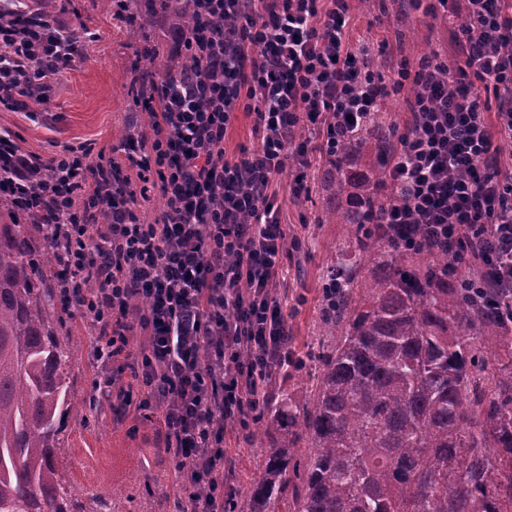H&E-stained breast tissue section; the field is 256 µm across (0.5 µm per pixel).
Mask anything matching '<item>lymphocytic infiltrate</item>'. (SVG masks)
I'll return each mask as SVG.
<instances>
[{
	"label": "lymphocytic infiltrate",
	"instance_id": "1",
	"mask_svg": "<svg viewBox=\"0 0 512 512\" xmlns=\"http://www.w3.org/2000/svg\"><path fill=\"white\" fill-rule=\"evenodd\" d=\"M179 2L194 19L179 41L193 65L141 91L149 133L95 161L85 144L44 160L1 133L0 192L54 250L66 311L90 319L113 415L159 416L187 494L177 512H234L224 438L257 421L293 361L277 177L292 167L293 198L308 196L312 141L333 147L387 92L350 41L349 0ZM438 3L466 21L465 40L454 62L435 51L394 72L414 121L395 137L383 222L404 240L423 224L479 247L483 275L512 289V175L492 140L512 138V0ZM85 39L26 0H0V107L48 99ZM486 92L499 101L492 120ZM241 109L257 144L229 158ZM155 190L165 208L148 224L139 203ZM124 372L131 383L117 385Z\"/></svg>",
	"mask_w": 512,
	"mask_h": 512
}]
</instances>
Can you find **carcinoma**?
Returning a JSON list of instances; mask_svg holds the SVG:
<instances>
[{
  "label": "carcinoma",
  "mask_w": 512,
  "mask_h": 512,
  "mask_svg": "<svg viewBox=\"0 0 512 512\" xmlns=\"http://www.w3.org/2000/svg\"><path fill=\"white\" fill-rule=\"evenodd\" d=\"M160 13L190 30L177 3L128 0L141 29ZM394 133L380 113L327 156L325 181L341 199L349 161L371 153L355 206L336 214L346 238L330 267L331 343L303 400L270 398L254 433L262 474L243 512H512V296L481 287L427 229L404 245L374 223ZM51 258L24 225L0 224V512H121L100 495L87 509L62 483L63 420L80 406Z\"/></svg>",
  "instance_id": "carcinoma-1"
}]
</instances>
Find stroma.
I'll return each mask as SVG.
<instances>
[{
    "instance_id": "stroma-1",
    "label": "stroma",
    "mask_w": 512,
    "mask_h": 512,
    "mask_svg": "<svg viewBox=\"0 0 512 512\" xmlns=\"http://www.w3.org/2000/svg\"><path fill=\"white\" fill-rule=\"evenodd\" d=\"M352 14V41L366 48L368 62L384 79H391L399 62L417 63L425 52L457 56L460 33L446 17L404 12L401 0H370L369 8H353ZM57 18L90 31L84 61L59 77L49 100L29 102L16 111L0 109V130L14 133L25 153L44 159L84 143L94 152L111 153L122 139L150 128L149 112L135 105L131 94L135 78L146 68L138 53L143 40L161 46L164 64L179 67L184 59L176 53L175 35L161 18L145 32L128 26L113 16L109 0H71ZM292 180L289 167L278 177L282 221L289 234L302 240L301 248H289L285 259L290 346L301 363L276 382L291 391L314 366L323 334L322 284L345 236L333 213V197L317 187L309 197L294 200ZM53 311L62 322L63 344L76 352L67 370L71 397L87 407L85 416L69 419L62 434L64 484L77 499L97 494L120 501L131 495L135 512H172L184 491L168 455L156 443L158 418L133 410L120 419L113 416L111 398L94 387L101 365L94 355L90 319L67 314L58 303ZM225 446L236 454V485L246 492L261 475L263 450L246 431L227 439Z\"/></svg>"
}]
</instances>
